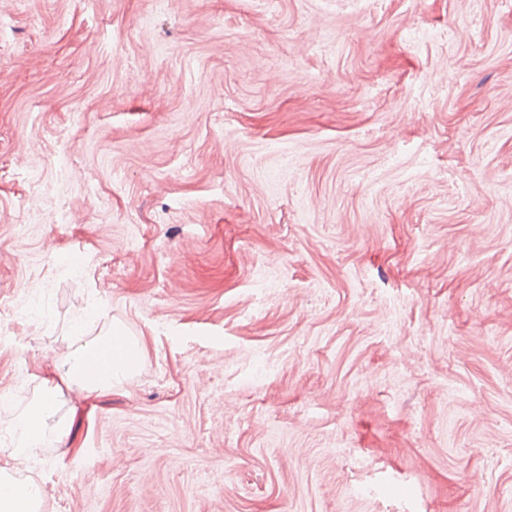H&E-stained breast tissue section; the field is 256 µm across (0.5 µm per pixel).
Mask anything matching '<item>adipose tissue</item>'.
Returning a JSON list of instances; mask_svg holds the SVG:
<instances>
[{"mask_svg": "<svg viewBox=\"0 0 512 512\" xmlns=\"http://www.w3.org/2000/svg\"><path fill=\"white\" fill-rule=\"evenodd\" d=\"M143 355L142 339L125 335L123 327L116 325L101 336L76 337L67 351L57 356L51 373L43 379L44 393L28 400L10 425L18 446L0 447V454L8 458L7 464L0 466V512H41V486L18 480L13 473L24 465L27 449L71 432L70 423L57 416L56 385L70 382L85 395L102 394L135 374Z\"/></svg>", "mask_w": 512, "mask_h": 512, "instance_id": "obj_1", "label": "adipose tissue"}]
</instances>
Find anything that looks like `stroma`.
Returning a JSON list of instances; mask_svg holds the SVG:
<instances>
[{
	"mask_svg": "<svg viewBox=\"0 0 512 512\" xmlns=\"http://www.w3.org/2000/svg\"><path fill=\"white\" fill-rule=\"evenodd\" d=\"M0 323L41 512H512V0H0ZM123 333H126L124 328L115 325L103 336L84 340L81 330H77L75 341L57 356L51 373L43 379L44 385L49 387L40 396L28 400L13 419L9 430L19 445L14 446L12 442L14 447L9 448L1 443L0 453L6 455L10 463L0 466V512H41L44 498L41 486L18 480L12 472L24 465L25 448H39L47 441H59L70 434L71 424L56 419L58 384L74 383L89 397L110 391L116 383L135 374L144 355V343L140 338ZM117 341L120 343L115 345ZM111 343L112 363H103L96 373L89 375V356ZM52 383L55 385L50 387Z\"/></svg>",
	"mask_w": 512,
	"mask_h": 512,
	"instance_id": "obj_1",
	"label": "stroma"
}]
</instances>
